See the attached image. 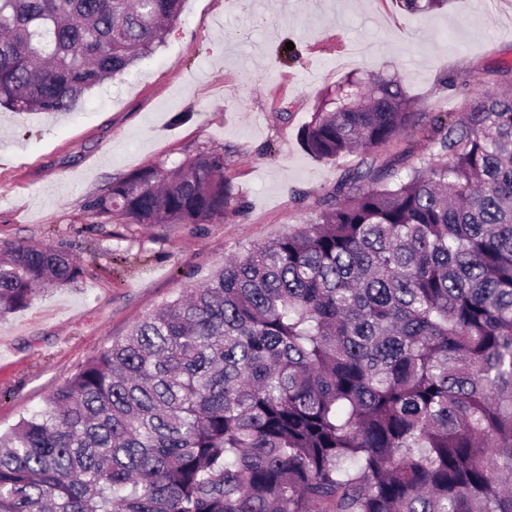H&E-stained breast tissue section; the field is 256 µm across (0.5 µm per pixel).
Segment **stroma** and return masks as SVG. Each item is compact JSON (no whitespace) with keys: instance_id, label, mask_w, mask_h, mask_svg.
Wrapping results in <instances>:
<instances>
[{"instance_id":"1","label":"stroma","mask_w":512,"mask_h":512,"mask_svg":"<svg viewBox=\"0 0 512 512\" xmlns=\"http://www.w3.org/2000/svg\"><path fill=\"white\" fill-rule=\"evenodd\" d=\"M512 65V0H184L155 54L67 112L0 110V250L72 252L82 277L0 318V430L109 341L225 260L314 219L343 173L298 132L355 77H397L418 112H461ZM207 149L226 154L244 207L220 224L96 214L113 176Z\"/></svg>"}]
</instances>
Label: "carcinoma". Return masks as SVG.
I'll list each match as a JSON object with an SVG mask.
<instances>
[{"label":"carcinoma","mask_w":512,"mask_h":512,"mask_svg":"<svg viewBox=\"0 0 512 512\" xmlns=\"http://www.w3.org/2000/svg\"><path fill=\"white\" fill-rule=\"evenodd\" d=\"M184 0H0V107L70 109ZM428 153L389 147L414 118ZM344 167L315 221L102 347L0 432V512H512V95L419 114L348 80L299 134ZM354 154L359 160L351 163ZM100 215L219 224L224 152L113 177ZM83 270L0 256V317Z\"/></svg>","instance_id":"obj_1"}]
</instances>
